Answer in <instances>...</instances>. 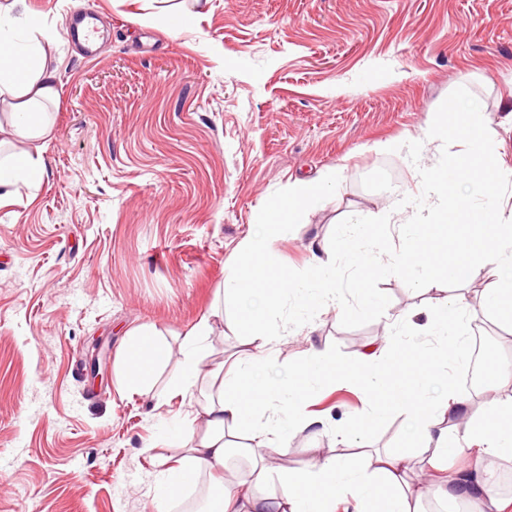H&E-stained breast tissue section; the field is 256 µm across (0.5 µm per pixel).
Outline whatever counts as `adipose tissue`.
I'll return each mask as SVG.
<instances>
[{"instance_id":"adipose-tissue-1","label":"adipose tissue","mask_w":512,"mask_h":512,"mask_svg":"<svg viewBox=\"0 0 512 512\" xmlns=\"http://www.w3.org/2000/svg\"><path fill=\"white\" fill-rule=\"evenodd\" d=\"M59 93L57 72L47 65L37 39L32 37L23 45L0 40V96L9 99V110L0 118V147L47 137L52 123L44 107ZM426 138L438 155L437 165L420 168L418 192H404L379 217L383 224L413 226L399 265L413 276L428 268L439 269L443 277L455 281L483 275L484 309L512 327V208L483 195L487 187L512 180V167L499 163V144L487 134L482 113L454 107L435 113ZM456 141L462 143V151H449V144ZM44 176L43 160L24 151L0 162L1 188L36 186ZM327 181L324 175L295 179L279 207L259 215L260 232L243 239L227 264L225 299H236L254 284L257 262L272 259L288 225L308 223ZM296 293L299 306L308 311L335 303L334 271L321 257H313L301 271ZM463 302L460 295L447 297L430 320L431 328L445 339L443 360L426 362L419 353L384 346L366 348L347 366L316 349L285 383L253 376L257 366L267 363L266 351L273 338L288 333L286 326L277 323L279 293H265L260 306L240 315L251 351L229 366L202 363L210 322L224 316L223 309L213 307L182 341L180 376L173 389L187 399L192 414L178 426L182 455L160 472L162 497L179 500L187 486L206 475L211 479L214 512H332L331 504L338 498L354 502L355 512H419L418 504L427 493L456 501L465 512H512V497L492 488L498 464L512 463V397H492L476 407L443 378L445 368L468 359L469 345L455 332ZM170 358L171 349L155 328L134 330L124 356L127 391L146 392L155 370ZM383 358L401 365L407 380L384 377L379 371ZM319 377L356 385L371 409L370 420L394 410L412 415L425 451L418 460L420 470L471 451L477 454L476 466L450 473L445 481L425 490L412 482L407 457L379 453L362 471L333 457L282 475L278 498L252 492L249 482L267 477L266 458L269 452H283L287 430L321 426V418L305 411L312 396L309 381ZM435 377L442 378L443 391L437 398H426L422 390ZM282 395L288 398L287 421L264 424L263 416L273 409L275 397ZM457 419L463 420V431H456ZM236 453L247 460L249 478L229 486L224 470Z\"/></svg>"}]
</instances>
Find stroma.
Wrapping results in <instances>:
<instances>
[{
	"mask_svg": "<svg viewBox=\"0 0 512 512\" xmlns=\"http://www.w3.org/2000/svg\"><path fill=\"white\" fill-rule=\"evenodd\" d=\"M44 29L58 68L39 188L0 201V512H186L196 487L170 503L156 489L162 461L181 454L167 426L190 406L172 385L170 361L146 394L128 395L122 355L130 331L152 326L172 350L217 300L224 264L257 230L289 182L334 168L336 181L310 222L275 246L274 271L295 277L315 244H330L359 215L383 242L327 254L340 288L335 306L305 326L295 298L284 303L287 335L277 337L263 377L288 379L311 348L350 362L390 335L439 356L427 328L440 300L463 294L462 338L482 330L495 348L486 385L458 392L481 405L505 397L512 328L485 312L481 278L428 288L401 271L407 224L376 216L416 187L417 166L437 161L425 133L433 113L476 106L502 139L512 166V0H208L191 28L171 33V11L193 0H25ZM95 10V56L65 40L72 12ZM398 139L400 152L381 150ZM365 288L383 306L363 308ZM246 298L226 302L207 344L213 358L246 351L236 318ZM98 356L100 374L90 373ZM309 411L327 419L318 436L301 432L272 455L259 494L276 497L278 476L318 457L356 458L339 432L364 417L363 393L314 382ZM415 424L394 411L364 442L408 453Z\"/></svg>",
	"mask_w": 512,
	"mask_h": 512,
	"instance_id": "stroma-1",
	"label": "stroma"
}]
</instances>
